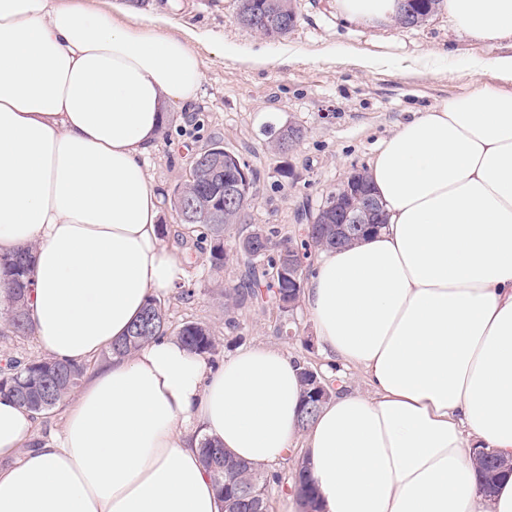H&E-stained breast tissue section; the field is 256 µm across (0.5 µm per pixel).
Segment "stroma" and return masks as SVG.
Returning <instances> with one entry per match:
<instances>
[{"mask_svg": "<svg viewBox=\"0 0 512 512\" xmlns=\"http://www.w3.org/2000/svg\"><path fill=\"white\" fill-rule=\"evenodd\" d=\"M161 3L169 31L195 30L207 38L195 45L203 61L200 92L191 104L168 109L147 158V175L168 197L211 141L240 155L259 179L247 223L224 229L228 247L257 227L274 226L281 237L301 241L298 212H317L352 168L368 167L380 141L412 113L484 87L512 90L493 70L475 74L462 66L467 59L512 54V42L468 37L443 10L421 26L404 28L350 21L339 14L336 0H295L293 31L269 39L237 23L236 0H147L143 15ZM221 41L236 45L239 59L219 54ZM256 53L267 57L266 67L244 64V57ZM289 123L301 127L303 137L281 159L269 150V130ZM162 224L164 243L193 257L187 267L192 296L163 299L172 329L187 321L209 326L218 341V363L240 347L267 345L321 369L325 358L304 308L283 314L264 290L238 310L235 328H227L222 293L238 284L241 267L231 261L212 270L208 241L179 224L171 208H164Z\"/></svg>", "mask_w": 512, "mask_h": 512, "instance_id": "stroma-1", "label": "stroma"}]
</instances>
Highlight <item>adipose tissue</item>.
<instances>
[{
  "instance_id": "obj_1",
  "label": "adipose tissue",
  "mask_w": 512,
  "mask_h": 512,
  "mask_svg": "<svg viewBox=\"0 0 512 512\" xmlns=\"http://www.w3.org/2000/svg\"><path fill=\"white\" fill-rule=\"evenodd\" d=\"M459 30L512 40V0H444ZM163 8L0 0V254L31 247L44 357L82 364L183 282L143 160L200 55ZM385 224L319 250L303 301L336 389L296 423L299 363L263 345L217 368L164 336L86 378L60 429L0 396V512H221L202 439L264 468L305 449L322 512H512V92L413 113L367 172ZM367 392L349 390L347 369Z\"/></svg>"
}]
</instances>
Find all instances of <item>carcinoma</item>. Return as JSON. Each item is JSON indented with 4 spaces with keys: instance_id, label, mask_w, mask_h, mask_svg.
<instances>
[{
    "instance_id": "carcinoma-1",
    "label": "carcinoma",
    "mask_w": 512,
    "mask_h": 512,
    "mask_svg": "<svg viewBox=\"0 0 512 512\" xmlns=\"http://www.w3.org/2000/svg\"><path fill=\"white\" fill-rule=\"evenodd\" d=\"M442 0H409L413 22L426 21L439 8ZM255 12L266 18L258 32L270 38H282L295 26L297 16L293 0H237V14L247 17ZM204 160H195L191 167L188 190L181 187L173 190L171 209L183 225L203 228V238L210 240L208 261L212 269L224 268L228 249L224 246V226L240 221L238 208L229 209L224 203V190L243 182L242 173L249 181L242 186L243 193L251 196L256 183V174L241 157L224 148L221 141H213L200 152ZM336 213V197L330 195L313 215L314 223L305 225L307 237H317L324 247H336V227L326 223L328 213ZM266 252L256 258H244V271L239 286L224 290V312L229 315L228 326L236 325L233 314L243 302L255 296L251 284L272 275L268 288L275 289V299L281 313H288V299L296 297V291L288 278L280 273L284 265L282 249L291 240L279 237L274 228L264 230ZM31 267V249L0 256V283L6 288L3 302L7 307L6 321L12 332L28 335L32 325L27 316V287ZM169 318L162 302L151 299L142 315L131 326L128 334L112 342L108 354L126 357L140 346L160 336L168 335ZM177 338L192 352L201 356L215 354L218 342L209 327L186 322L177 332ZM86 373L83 365H71L46 359L30 360L26 363L12 362L0 368V393L18 399L16 385L24 382L28 387V398L22 404L38 415H46L61 402L69 398L80 386ZM201 461L214 478L223 512H256L254 504L261 503L264 512H270L269 487L282 482L279 473L271 476L242 460L233 458L224 450L219 440L203 439L200 443ZM292 483L303 507L316 509L317 497L311 482L306 461L298 462Z\"/></svg>"
}]
</instances>
